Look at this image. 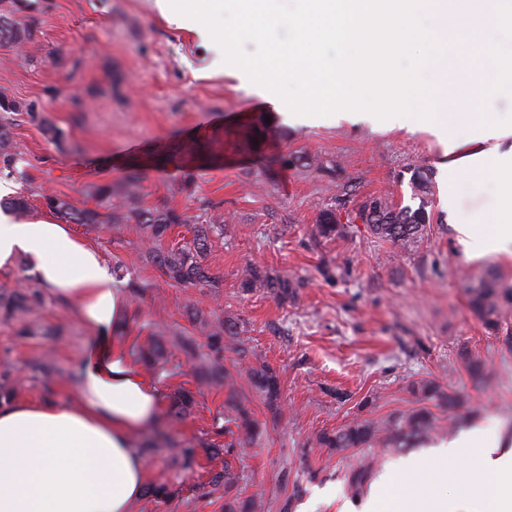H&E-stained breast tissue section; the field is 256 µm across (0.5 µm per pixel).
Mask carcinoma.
<instances>
[{
    "instance_id": "obj_1",
    "label": "carcinoma",
    "mask_w": 512,
    "mask_h": 512,
    "mask_svg": "<svg viewBox=\"0 0 512 512\" xmlns=\"http://www.w3.org/2000/svg\"><path fill=\"white\" fill-rule=\"evenodd\" d=\"M13 10L0 7V48H18L30 41L36 22L21 24L12 18ZM26 112L40 121L44 132L53 140H62V132L43 118L31 105H25L6 97H0V176L20 182H29L27 171L18 168L22 159L17 150L12 131V113ZM275 164L288 166L315 167V170L329 176L336 174L335 165L329 161L295 155L289 158L275 156L270 158ZM409 185L412 199L418 201L417 207L398 206L387 198L378 196L363 201L349 212L333 206L320 210L315 225L316 235L323 239H335L343 235L344 224L359 220L366 224L370 233L386 241L403 252H412L419 247L427 226L431 223L428 211L432 196L431 172L422 167H410ZM145 173L137 168L129 170L116 181L98 184L93 188L96 206L87 207L75 204L66 196L57 194L41 195L42 205L64 224H82L90 229H113L119 224H137L147 243L146 260L163 275L185 287H216V280L209 273L206 258L212 248L213 239L224 235V216L208 214L209 206L201 204L200 210L206 217L178 212L165 205L142 207L138 205L139 186ZM11 211L23 218L31 210L30 196L19 192L15 196L0 199V209ZM178 224L193 225L192 238L177 248H166L163 241L169 230ZM241 288L245 292L264 290L277 298H287L292 294L294 283L279 275H272L258 266H250L241 274ZM470 305L485 325L491 329L498 327L504 313L512 308V286L502 282L499 275L490 273L480 283L471 288ZM41 306V297L33 285L25 283L11 291L0 293V315L19 324V336L33 334L28 320L29 315ZM193 322L201 335L207 338L209 354L202 357L196 368L198 386L222 384L229 388V408L223 415L224 425L217 427L216 433L233 435L239 431L243 439H231L224 443V455L242 459L246 448L255 444L261 437L259 423L251 418L242 402L236 400L239 389L233 376L224 369V349L237 351L241 357L247 352L241 346V329L238 323L218 315H205L199 311L191 312ZM151 340L144 346L135 345L131 353L148 371L163 376L166 369V348L162 333L147 324ZM32 378L50 381L66 375L74 377L73 372H64L54 362L43 360L30 368ZM251 391L274 403L280 396L278 375L266 365L251 367L246 375ZM412 391L422 406L389 415L385 418H354L334 431H322L316 435L312 444L321 448H334L340 452L354 448H393L402 450L415 448L425 438L436 431L434 416L426 402L436 401L453 411L459 401L452 394H445L432 382L419 380L412 383ZM194 403V393L182 390L172 397L169 414L174 417L184 415ZM374 460L362 459L351 469L347 476L348 489L359 492L369 480ZM241 480L229 462H224V470L215 473L210 484L224 487V512H262L263 504L250 498L238 499L231 494L232 489Z\"/></svg>"
}]
</instances>
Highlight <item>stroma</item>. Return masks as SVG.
<instances>
[{
    "label": "stroma",
    "mask_w": 512,
    "mask_h": 512,
    "mask_svg": "<svg viewBox=\"0 0 512 512\" xmlns=\"http://www.w3.org/2000/svg\"><path fill=\"white\" fill-rule=\"evenodd\" d=\"M33 17L37 30L22 52L0 48V95L33 105L64 133L51 141L28 113L15 117L14 140L32 192L65 195L93 206V185L118 179L124 169L146 170L144 206L168 205L198 213L201 202L224 217V237L207 259L213 288L170 284L146 262L136 225L94 231L75 225L105 259L119 257L143 288L131 310L159 325L173 376L155 379L162 406L181 388L194 391L186 416H162L166 447L152 459L147 479L166 483L175 497L137 501L132 512H224V493L204 495L223 456L213 417L223 410V387H196L194 359L175 347L177 332L192 331L190 310L236 321L247 360L225 350L232 376L266 364L279 377L280 398L270 405L247 391L243 403L263 429L242 464V496L264 501L265 512H341L352 498L346 474L365 456L309 446L322 430L355 417L381 418L415 407L412 382L427 379L458 393L455 412L429 403L438 424L456 415L467 427L469 411L490 432L512 440V312L498 330L485 327L469 306L468 288L488 270L512 283V255L466 259L453 229L459 220L493 221L497 197L485 173L467 172L447 185L444 148L429 132L377 129L346 120L291 123L250 86L211 69L214 53L195 33V20L169 24L150 0H18L17 19ZM264 138L245 144L253 126ZM208 145L200 161L187 151ZM302 154L336 164L334 176L314 168L267 167L262 158ZM432 173L433 229L411 253L394 252L362 223L342 237L317 240L320 209L345 199L355 208L385 196L410 203L407 168ZM192 173L195 194L182 192ZM454 192L455 210L444 197ZM257 265L290 278L294 297L244 292L240 272ZM40 335L19 338L0 321V372L20 373L44 359L73 369L89 332L73 307L46 299L32 316ZM65 326L50 339L46 330ZM481 361L489 379L472 378L468 359ZM196 451L193 469L176 460L182 447Z\"/></svg>",
    "instance_id": "obj_1"
}]
</instances>
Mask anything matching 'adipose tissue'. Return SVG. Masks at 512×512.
<instances>
[{
  "instance_id": "ef3b65f1",
  "label": "adipose tissue",
  "mask_w": 512,
  "mask_h": 512,
  "mask_svg": "<svg viewBox=\"0 0 512 512\" xmlns=\"http://www.w3.org/2000/svg\"><path fill=\"white\" fill-rule=\"evenodd\" d=\"M25 259L45 293L77 307L93 346L75 369L74 402H0V512H132L147 460L133 434L157 416V388L112 342L127 307L95 245L50 215L21 220L0 210V270ZM430 460L459 461L457 491L410 489L395 510L370 494L359 512H512V448L473 428L427 453L398 459L394 474L427 480Z\"/></svg>"
}]
</instances>
